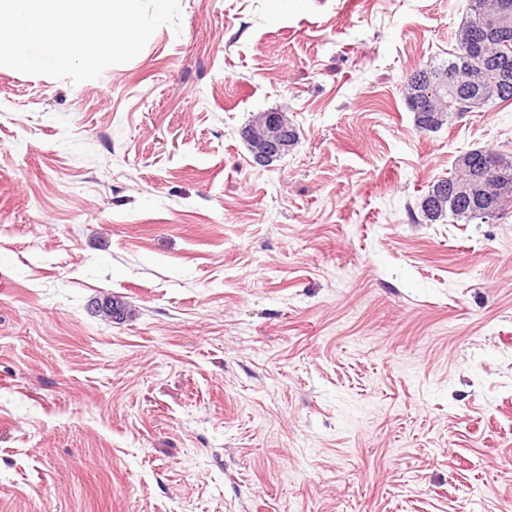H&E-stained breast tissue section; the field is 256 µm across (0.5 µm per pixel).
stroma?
I'll return each instance as SVG.
<instances>
[{"label": "stroma", "mask_w": 512, "mask_h": 512, "mask_svg": "<svg viewBox=\"0 0 512 512\" xmlns=\"http://www.w3.org/2000/svg\"><path fill=\"white\" fill-rule=\"evenodd\" d=\"M467 4L181 0L97 79L0 66V512H512V209L418 207L512 104L404 100ZM254 125L245 128L243 135L253 150L254 163L259 166L265 162L266 158L273 156H281L295 146L297 142L293 141L289 134L291 124L288 119L279 112H267L254 127L251 132L253 147L249 139V131Z\"/></svg>", "instance_id": "1"}]
</instances>
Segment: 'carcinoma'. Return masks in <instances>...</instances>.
Returning a JSON list of instances; mask_svg holds the SVG:
<instances>
[{"mask_svg": "<svg viewBox=\"0 0 512 512\" xmlns=\"http://www.w3.org/2000/svg\"><path fill=\"white\" fill-rule=\"evenodd\" d=\"M505 2L512 6V0H470L469 14L461 28L457 49L448 59V64L422 68L407 78L405 101L409 111L414 113L418 129L434 132L453 114L463 115L496 99H512V83L507 85L501 81L495 65L497 61L505 62L512 69V16L509 24L500 29L492 40L481 47L472 43L477 22L484 16L499 12ZM448 78L451 82L441 88L437 102L429 104L427 110L421 108L419 102L426 85ZM472 155L476 156L477 167L484 175L497 208L502 210L511 205L512 161L492 149H477ZM471 175L472 171L456 166L448 177L436 181L426 193L428 197L435 196L433 206L420 207L423 217L432 222L449 214L458 221L473 222L475 216L472 211L453 193V185L466 182Z\"/></svg>", "mask_w": 512, "mask_h": 512, "instance_id": "obj_1", "label": "carcinoma"}]
</instances>
